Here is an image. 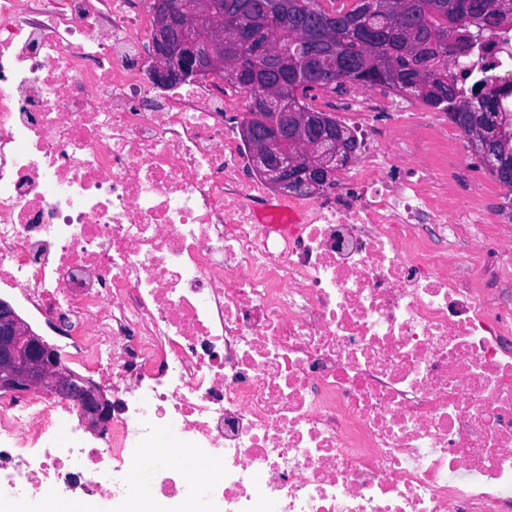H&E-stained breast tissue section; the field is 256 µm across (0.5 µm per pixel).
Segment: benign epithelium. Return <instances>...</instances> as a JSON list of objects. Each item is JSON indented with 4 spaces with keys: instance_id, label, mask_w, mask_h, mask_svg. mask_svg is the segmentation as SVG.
I'll list each match as a JSON object with an SVG mask.
<instances>
[{
    "instance_id": "1",
    "label": "benign epithelium",
    "mask_w": 512,
    "mask_h": 512,
    "mask_svg": "<svg viewBox=\"0 0 512 512\" xmlns=\"http://www.w3.org/2000/svg\"><path fill=\"white\" fill-rule=\"evenodd\" d=\"M152 23L149 34V77L168 87L201 76L224 74L223 0H147ZM254 55L276 61L281 46L254 45ZM325 112H290L288 103L272 112L250 116L242 127L257 170L282 192L308 193L336 179L343 157L323 142ZM50 390L76 402L82 420L99 436L112 424V403L88 378L61 365L56 346L35 333L12 305L0 299V393Z\"/></svg>"
}]
</instances>
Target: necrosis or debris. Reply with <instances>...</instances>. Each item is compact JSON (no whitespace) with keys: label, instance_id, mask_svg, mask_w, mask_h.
I'll return each instance as SVG.
<instances>
[{"label":"necrosis or debris","instance_id":"4bbe7bcc","mask_svg":"<svg viewBox=\"0 0 512 512\" xmlns=\"http://www.w3.org/2000/svg\"><path fill=\"white\" fill-rule=\"evenodd\" d=\"M148 38L135 0H0V288L112 395L100 447L73 401L0 395V506L512 512V227L457 204L458 141L351 86L360 155L274 197L246 92L157 91ZM484 67L512 85V28Z\"/></svg>","mask_w":512,"mask_h":512}]
</instances>
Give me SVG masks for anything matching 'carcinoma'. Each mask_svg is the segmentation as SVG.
Here are the masks:
<instances>
[{"label": "carcinoma", "instance_id": "carcinoma-1", "mask_svg": "<svg viewBox=\"0 0 512 512\" xmlns=\"http://www.w3.org/2000/svg\"><path fill=\"white\" fill-rule=\"evenodd\" d=\"M224 0V29L251 22V36L288 46V64L253 61L251 44L231 43L229 55L245 66L241 75L224 73L249 98L248 112L266 92L288 98L298 112H310L309 92L322 87L318 65L338 62L336 75L364 89L383 86L410 95L448 113L458 128L478 129L468 141L478 158L483 148L500 172H488L512 191V121L499 111L502 90L490 87L487 75L469 89L448 75V58H467L484 48L485 32L512 13V0H394L386 12L367 13L365 0L352 8L326 13L316 0H290L288 12L273 23L263 16L265 0Z\"/></svg>", "mask_w": 512, "mask_h": 512}]
</instances>
